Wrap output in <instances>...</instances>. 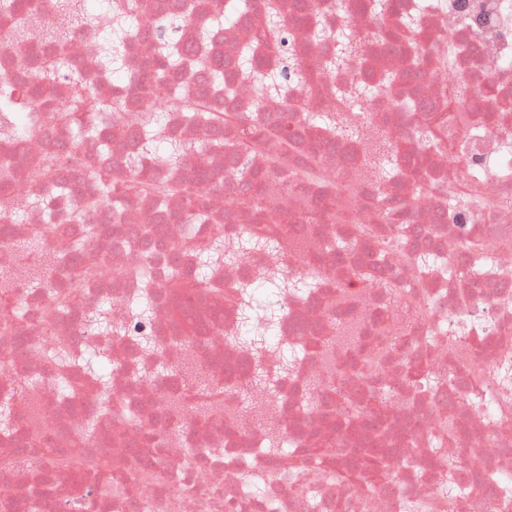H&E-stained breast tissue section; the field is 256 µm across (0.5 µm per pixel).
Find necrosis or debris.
Returning <instances> with one entry per match:
<instances>
[{
	"label": "necrosis or debris",
	"mask_w": 512,
	"mask_h": 512,
	"mask_svg": "<svg viewBox=\"0 0 512 512\" xmlns=\"http://www.w3.org/2000/svg\"><path fill=\"white\" fill-rule=\"evenodd\" d=\"M261 2L104 0L97 25L63 43L41 35L53 0H31L37 22L26 33L0 22V74L12 83L36 82L64 52L119 105L106 140L58 121L70 104L64 83L0 112V167L11 172L0 189V397L33 383L15 432L0 436V512L30 495L20 479L34 460L43 512H512V402L495 383L499 360L512 358V0H392L381 15L369 0H276L283 20L271 39ZM116 9L134 19L119 74L95 53ZM314 26L325 37L311 39ZM341 31L352 50L331 67ZM172 33L189 66L143 96L141 69ZM249 44L283 67L279 97L240 69ZM364 86L374 92L359 102L360 140L309 126ZM189 106L207 119H187ZM148 107L166 113V140L198 145L182 168L169 166L164 142L145 173L131 168ZM249 127L263 136L242 140ZM438 129L440 148H427L424 133ZM383 132L408 147L386 181L363 161ZM257 172L272 193L264 224L252 208ZM34 195L45 209L12 223V207ZM198 199L207 220L195 216ZM263 234L278 252L242 254L221 270V287H174L201 245ZM27 239L36 252L18 249ZM338 239L353 253L330 250ZM63 242L75 245L71 258ZM418 252L436 265L419 267ZM34 272L41 288L27 285ZM277 279L316 287L280 293ZM241 283L253 285L256 308L280 312L259 351L233 342ZM145 290L147 320L131 309ZM104 302L109 336L90 326ZM106 347L105 403L80 365L55 354ZM287 347L303 352L288 370ZM258 364L274 393L247 405Z\"/></svg>",
	"instance_id": "obj_1"
}]
</instances>
